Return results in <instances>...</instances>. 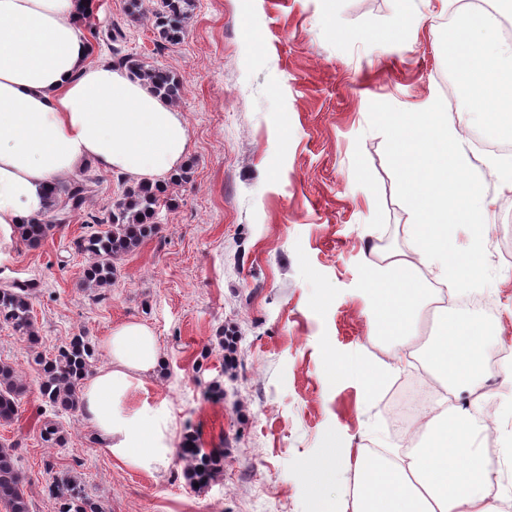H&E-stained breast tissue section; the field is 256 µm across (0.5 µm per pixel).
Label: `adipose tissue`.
<instances>
[{"label": "adipose tissue", "mask_w": 512, "mask_h": 512, "mask_svg": "<svg viewBox=\"0 0 512 512\" xmlns=\"http://www.w3.org/2000/svg\"><path fill=\"white\" fill-rule=\"evenodd\" d=\"M91 4L0 0V247L16 239L19 225L45 219L46 187L86 161L152 183L181 167L189 152L180 112L127 69L91 58L80 34ZM444 48L470 113L512 134V45L500 39L494 18L465 13L449 27ZM386 129L413 209L412 247L385 266L367 260L366 268L377 298L372 330L389 340L399 362L413 354L419 318L434 300L429 275L460 288L475 276L492 201L442 99L389 115ZM459 224L470 240L465 258L456 246ZM436 318L437 334L424 350L432 375L451 395L478 392L488 373L485 337L468 322H449L447 307H438ZM99 348L108 363L81 384L84 423L116 466L148 473L168 467L174 449L167 409L126 405L164 366L153 328L125 321ZM486 428L482 403L460 411L442 400L416 421L420 440L399 461L354 454L333 441L304 477L320 503L337 469L353 466L354 512H501L489 497V462L477 443Z\"/></svg>", "instance_id": "ef3b65f1"}]
</instances>
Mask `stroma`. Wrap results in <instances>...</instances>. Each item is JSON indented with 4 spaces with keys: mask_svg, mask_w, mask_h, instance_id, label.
I'll list each match as a JSON object with an SVG mask.
<instances>
[{
    "mask_svg": "<svg viewBox=\"0 0 512 512\" xmlns=\"http://www.w3.org/2000/svg\"><path fill=\"white\" fill-rule=\"evenodd\" d=\"M93 55H128L173 71L190 135V180L170 187L156 232L116 263L111 286L82 285L90 259L75 247L109 210L125 177L89 165L94 191L84 212L53 227L39 246L14 240L0 257V289L28 288L40 341L0 324V359L28 386L18 416L0 424L30 482L34 512H56L47 487L68 471L105 512H313L302 477L330 435L349 448L403 452L388 421L387 389L365 368L386 361L369 339L364 257L369 246L409 251V208L383 118L442 97L462 146L496 202L492 237L472 288L497 311L452 307L473 320L490 349L512 348V262L496 238L512 230V191L501 161L478 153L496 133L470 120L464 91L440 48L444 0H193L183 42L161 43L145 0H95ZM122 37L112 40V29ZM135 319L150 325L163 373L128 406H165L173 446L195 438L223 457L215 481L190 485L173 456L155 473L115 466L80 414L44 405L33 351L55 353L72 336L98 343ZM224 388L223 398L209 391ZM490 431L512 454V382L491 392ZM56 419L65 446L40 439Z\"/></svg>",
    "mask_w": 512,
    "mask_h": 512,
    "instance_id": "stroma-1",
    "label": "stroma"
}]
</instances>
